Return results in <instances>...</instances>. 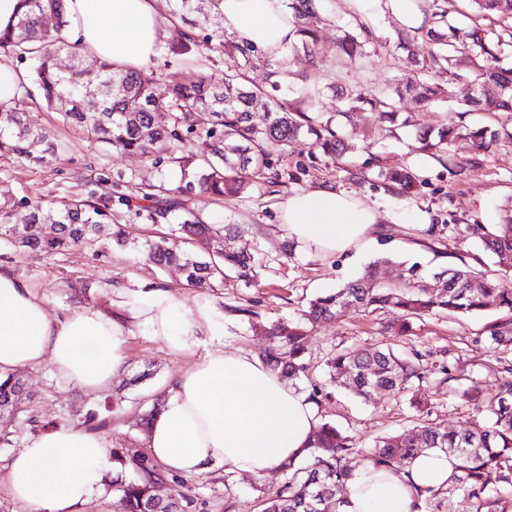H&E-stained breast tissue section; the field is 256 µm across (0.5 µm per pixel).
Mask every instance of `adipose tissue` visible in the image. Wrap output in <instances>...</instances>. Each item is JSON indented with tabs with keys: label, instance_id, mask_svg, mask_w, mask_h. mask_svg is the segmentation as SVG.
<instances>
[{
	"label": "adipose tissue",
	"instance_id": "ef3b65f1",
	"mask_svg": "<svg viewBox=\"0 0 512 512\" xmlns=\"http://www.w3.org/2000/svg\"><path fill=\"white\" fill-rule=\"evenodd\" d=\"M71 36L81 49L129 69L146 63L160 39L154 0H64ZM224 29L239 44L277 53L294 37L284 0H217ZM290 240L323 256H355L375 240L378 214L351 192L317 188L281 204ZM152 336L175 354L191 352L203 332H215L210 311H188L164 290L136 297ZM129 325L86 304L52 316L31 284L0 271V377L51 361L58 375L89 391L111 385L126 361ZM321 424L306 391L265 361L215 349L180 372L146 436L148 455L184 477L220 467L254 478L305 457ZM454 460L428 450L402 471L357 472L343 512H417L420 489L446 483ZM116 468L104 440L79 426L56 425L29 440L8 465L4 486L33 512H81L106 495Z\"/></svg>",
	"mask_w": 512,
	"mask_h": 512
}]
</instances>
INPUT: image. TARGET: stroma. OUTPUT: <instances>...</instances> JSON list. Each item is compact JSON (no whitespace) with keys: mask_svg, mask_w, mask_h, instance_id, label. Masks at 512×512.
<instances>
[{"mask_svg":"<svg viewBox=\"0 0 512 512\" xmlns=\"http://www.w3.org/2000/svg\"><path fill=\"white\" fill-rule=\"evenodd\" d=\"M155 9L161 38L148 69L160 73L168 84L187 83L199 72L223 69L225 59L218 52L203 50L182 60L168 56L166 46L177 36L181 23L172 12L170 0H155ZM316 11L321 55L311 58L284 50L277 56L287 69L317 82L320 92L314 100L315 111H334L337 87L361 84L384 97L397 98L399 110L410 113L412 124L397 129L394 136L382 137V129L389 126L387 115L382 108L370 107L361 121L349 128L355 149L342 161L332 162L312 137L303 135L289 145L285 154L272 157L271 178L254 179L241 196L220 199L197 191L182 195V203L200 213L207 223L243 225L245 234L240 243L255 257L257 275L253 283L230 279L209 293L185 286L177 269L160 270L147 264L136 249L154 229L143 195L175 184L171 164H151L85 142L38 96L32 83L31 61L15 59V68L23 77L20 100L28 124L44 139L60 144L61 149L40 164L0 153V196L50 205L87 196L93 190L112 193L118 199L112 207V220L122 225L129 239L123 247L112 245L69 255L21 254L0 243V269L24 278L45 295L51 313L78 308V294L84 289L94 306L121 316L133 331L128 338L125 369L106 390L91 392L74 387L61 379L47 361L21 370L29 403L37 409L42 426L73 424L90 431L94 425L86 420L88 409L103 407L108 425L101 434L109 447H144L145 437L137 430V419L151 405L157 391L165 389L172 377L208 350L222 347L260 354L268 345L263 326L297 318L311 299L361 275L377 258H389L384 277L396 281L402 278L406 265L420 263L423 272L428 273L456 257L477 253V243L464 227L496 223L499 206L512 199V143L503 142L491 151L480 152L470 142L459 141L451 148L453 160L449 163L412 151L417 129L456 119L457 104L470 89L468 82L454 81L451 101L428 110L420 106L414 94L396 97V78L405 59L404 53L392 45L400 28L396 18L385 11L376 14L372 21L376 43L369 47L361 64L342 69L336 66L332 54L336 24L353 21V4L351 0H316ZM374 154L411 166L420 180L416 193L403 197L382 184L370 162ZM319 187L355 193L378 212L376 241L359 260L324 258L301 247L289 254L283 252L288 236L281 227V203L293 193ZM437 225L444 232L441 243L433 245L429 230ZM148 288L174 294L189 310L209 308L222 327L221 335L201 337L194 353H170L161 339L139 325L134 303L117 306L112 302L114 292L133 294ZM394 318L391 312L367 316L348 309L317 328L309 338L310 380L328 383L327 355L338 342L388 346L399 352L411 345L456 355L459 375L475 377L487 393H495L497 380L491 371L495 354L489 343L477 339L484 317L429 316L416 322L406 337L387 330V323ZM330 392V398L322 403L323 414L366 444L412 425L419 404L428 408L430 419L451 429L479 431L487 423L485 415L438 395L426 385L418 388L412 401L381 393L365 403L351 398L340 387L331 386ZM283 482L284 476L277 470L254 479L229 477L221 469L210 468L182 483L164 476L154 491L164 498L192 496L197 501L196 512H256L258 498L274 492Z\"/></svg>","mask_w":512,"mask_h":512,"instance_id":"obj_1","label":"stroma"}]
</instances>
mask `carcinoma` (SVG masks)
<instances>
[{
  "instance_id": "cac0c4a2",
  "label": "carcinoma",
  "mask_w": 512,
  "mask_h": 512,
  "mask_svg": "<svg viewBox=\"0 0 512 512\" xmlns=\"http://www.w3.org/2000/svg\"><path fill=\"white\" fill-rule=\"evenodd\" d=\"M23 11L17 23L0 31V48L10 49L20 58L34 61V82L47 106L59 112L63 121L81 131L89 142L103 144L113 151L156 162L160 155L180 171L177 186L167 189L165 200H152L150 212L167 219L182 210L177 227L144 241L140 246L146 260L157 268L176 267L185 285L215 291L228 277L246 283L254 278V256L246 249H225L223 240L245 233L240 224H207L189 209L181 208L178 194L184 186H196L205 194L235 197L244 193L251 180L260 175L274 154H283L301 135L313 137L324 155L340 159L354 150L347 127L361 120L366 107L389 109L390 122L406 126L393 104L353 85L341 89L336 111L313 112L311 104L318 89L308 78L270 65L273 90L285 84L296 94L293 101H280L245 83L244 70L252 65L251 50L223 37H209L210 47L224 52L229 66L220 72H204L190 84H165L152 70H124L111 61L81 51L67 42L64 31L70 21L64 0H21ZM458 0H429L427 14L431 26L422 33L432 50L422 58L411 49L412 38L400 31L395 47L407 52V66L397 90L415 91L420 101L433 106L451 97L449 90L433 82L437 75L466 77L472 93L464 100L465 112L512 114V31L504 33L478 23L488 12L512 15V0H466L474 8L467 15L457 9ZM295 26L292 48L310 56L320 53L314 23V0H290ZM200 12L196 0H173V13L185 22L187 15ZM46 16L55 19L43 26ZM372 40L368 24L339 27L336 38V63L347 67L366 56ZM76 58L70 71L56 65L59 53ZM198 52L194 37L184 33L170 44L168 54L177 59ZM123 85L124 94L112 95L110 84ZM170 115L168 126L153 123L157 112ZM208 112L212 126L195 143L186 144L180 131H193L197 113ZM459 139H468L478 151H488L501 140L512 141V129L450 123L416 136L412 151L451 158L450 148ZM0 151L20 158L43 161L58 151L24 122L18 104H0ZM377 177L385 184L412 195L418 188L414 171L406 165H388L377 156ZM112 194L95 192L86 198L72 199L58 206L41 202L15 204L0 200V242L22 252L66 255L84 250L106 238L119 246L127 245L121 225L111 223ZM25 225L30 232L15 236L13 228ZM48 224L52 232H42ZM465 232L479 249L496 259L502 271H512V205L503 210L497 224H469ZM212 243V250L200 255L191 249L195 240ZM364 313L397 310L400 320L391 327L401 335L414 329L427 316L480 315L495 313L482 329L480 338L492 349L512 352V282L507 276L482 279L465 261L450 263L425 276L417 263L407 268L399 283L379 276L378 263L370 264L358 277L345 282L334 292L310 300L295 321L277 322L264 329L270 344L264 360L291 385L308 377L305 361L309 336L314 328L327 323L345 309ZM329 382L368 401L372 394L385 391L407 394L417 384L433 383L487 418L479 432L450 431L430 419L413 427L379 437L367 446L336 422L323 419L314 448L298 462L290 461L280 470L285 482L272 496L261 502L260 512H341L347 485L358 467L392 471L405 467L426 450L439 448L457 459L455 472L447 485L419 493L418 512H443L445 500L454 497L461 512H512V362L498 370V391L487 395L476 380L460 384L454 363L436 360L434 353L410 348L401 355L393 349L366 348L360 345L336 346L327 360ZM20 379L9 375L0 382V405L15 399ZM7 424L0 425V443L7 444L13 429L39 427L34 410L18 418V406L3 411ZM112 460L125 468L131 464L137 476L128 482L112 483L118 512H185L194 499L161 500L153 494L159 480L157 465L143 452L130 448L112 452Z\"/></svg>"
}]
</instances>
